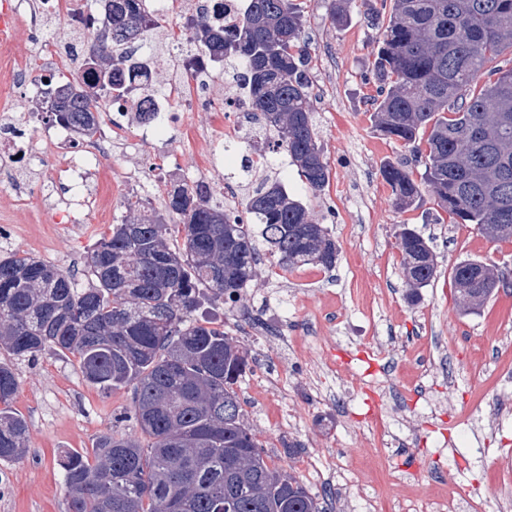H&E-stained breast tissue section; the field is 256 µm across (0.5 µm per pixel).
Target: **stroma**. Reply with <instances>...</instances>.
Listing matches in <instances>:
<instances>
[{"instance_id": "stroma-1", "label": "stroma", "mask_w": 512, "mask_h": 512, "mask_svg": "<svg viewBox=\"0 0 512 512\" xmlns=\"http://www.w3.org/2000/svg\"><path fill=\"white\" fill-rule=\"evenodd\" d=\"M297 3L310 40L307 70L330 179L315 196L264 139H255L250 155L265 160L257 176L279 173L328 228L338 260L329 271L306 266L279 274L261 264L239 304L218 298L195 316L247 350L250 368L236 386L245 423L268 465L299 477L325 512H441L451 490L473 497L479 512H505L512 505V416L493 425L487 419L512 396V288L465 312L451 270L474 259L512 271V243L490 240L473 224L443 221L429 197L404 211L394 207L381 168L405 162L418 178L424 167L374 127L371 75L389 0H354L340 25L330 19L332 0ZM10 37L15 54L0 62V79L21 68L41 74L44 63L25 20L13 24ZM140 135L139 122L130 120L123 136L138 141V150L113 149L88 175L84 194L106 191V209L79 202L65 180L45 198H22L0 184V254L28 252L75 271L87 286L86 257L126 218L125 197L161 209L171 183L191 171L198 147L180 124L159 139L144 142ZM162 153L172 160L155 168ZM131 170L138 183L126 181ZM53 207L67 230L43 248L19 237L20 227L42 223ZM399 224L429 237L437 256L435 280L414 297L396 246ZM245 310L255 325L242 321ZM0 362L13 366L12 408L29 425L25 456L0 462V512H66L61 456L92 451L111 431L138 435L135 422L116 420L130 407L131 392L90 386L68 353L15 363L0 350ZM370 408L384 420L387 446L373 444Z\"/></svg>"}]
</instances>
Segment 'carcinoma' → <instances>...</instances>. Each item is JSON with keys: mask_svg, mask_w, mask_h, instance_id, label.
Instances as JSON below:
<instances>
[{"mask_svg": "<svg viewBox=\"0 0 512 512\" xmlns=\"http://www.w3.org/2000/svg\"><path fill=\"white\" fill-rule=\"evenodd\" d=\"M103 30L83 40V69L45 84L51 120L92 138L104 104L125 106L142 74L123 68L128 54L154 47L164 19L144 0H102ZM193 44L223 63L246 88L262 136L290 157L312 195L329 181L318 141L304 16L294 0H246L219 23L203 16ZM376 130L411 149L424 165L417 182L402 164L381 176L394 204L410 208L428 193L455 224H474L499 241L512 239V0H393L378 38ZM242 209L210 186L175 181L165 214L132 217L90 251L93 279L76 285L70 271L15 250L0 257V349L16 361L44 351L78 358L83 378L108 392L128 388L126 417L143 438L100 437L93 456L61 461L66 512H322L319 499L292 473L271 468L244 424L235 385L248 353L224 330L194 317L207 296L240 300L260 256L282 271L331 270L338 247L282 178L251 179ZM182 247L169 246L170 224ZM258 226L254 232L252 226ZM406 287L436 277L437 258L417 229L396 236ZM459 304L481 308L494 287L492 266L464 260L452 270ZM12 367L0 365V460L22 458L28 423L13 411Z\"/></svg>", "mask_w": 512, "mask_h": 512, "instance_id": "obj_1", "label": "carcinoma"}]
</instances>
